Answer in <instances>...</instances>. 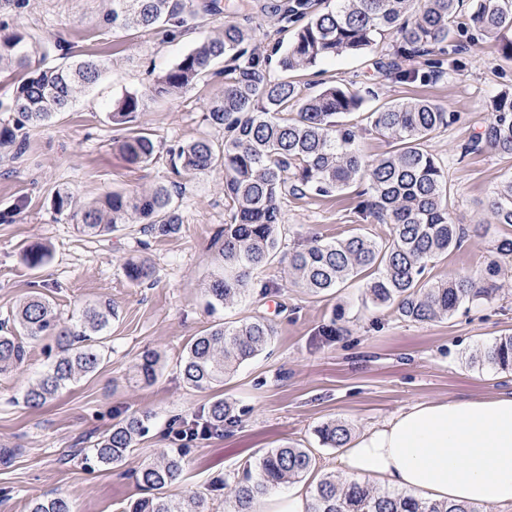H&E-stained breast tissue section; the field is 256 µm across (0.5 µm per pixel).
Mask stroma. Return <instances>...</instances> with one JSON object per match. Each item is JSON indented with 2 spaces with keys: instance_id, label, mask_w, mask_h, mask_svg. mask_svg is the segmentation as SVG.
Wrapping results in <instances>:
<instances>
[{
  "instance_id": "1",
  "label": "stroma",
  "mask_w": 512,
  "mask_h": 512,
  "mask_svg": "<svg viewBox=\"0 0 512 512\" xmlns=\"http://www.w3.org/2000/svg\"><path fill=\"white\" fill-rule=\"evenodd\" d=\"M274 2L219 0V11L183 29L116 32L105 22L112 0H0V34L18 30L45 44L47 65L59 64L65 52L75 59L97 54L107 64L98 84L79 92L67 112L29 128L21 157L0 149V319L35 291L46 295L65 320L100 299L110 300L116 311L102 339L98 372L74 382L44 407L29 408L23 396L53 357L52 339L29 343L24 364L0 373V449L11 451L10 463H0V512H28L30 501L46 493L65 498L72 512H128L143 495L136 481L142 464L177 449L184 469L165 496L177 501L197 493L205 497L209 512H230L226 486L244 469L255 468L268 450L311 449L317 465L308 488L335 473L340 451L320 442L317 430L324 423L345 424L355 438L418 402L512 391V371L472 361L495 339L512 334V261L502 264V289L494 299L428 322L372 306L359 281L324 296L292 283L288 255L311 235L327 241L353 233L387 237L388 225L360 214L352 188L327 197L283 195L275 256L255 272L246 297L209 306L205 285L230 221L224 172L177 178L165 149L201 136L222 142V131L209 126L204 115L224 78L208 74L161 100L148 92L156 76L198 41L221 32L228 16L249 17L256 45L281 56L291 35L279 31L269 11ZM396 42L395 31L389 30L361 54L305 71L304 91L318 93L328 80L351 81L367 94L366 112L382 101L427 98L457 114L456 123L433 135L426 148L447 174L454 221L480 230L428 265L423 281L480 272L494 259L498 239L512 234V227L491 223L487 212L496 188L512 177V159L491 152L465 156L461 146L482 132L495 99L512 94V59L502 56L497 39L482 37L442 76L396 81L374 68L375 61L393 53ZM129 92L145 97L134 126L148 130L162 146L153 162L141 167L123 159L118 141L126 128L109 118L113 104ZM175 183L180 190L173 204L181 226L170 236L145 237L132 220L110 235L87 237L49 203L61 187L85 203L112 191L141 192ZM36 242L46 245L51 257L33 269L21 252ZM135 257L152 264V282L136 286L128 281L124 264ZM255 315L274 326L270 347L223 385L203 392L189 388L179 362L193 338L214 325ZM147 350L160 353L161 367L155 383L138 384L134 366ZM219 398L231 404L233 423L192 441L176 436L177 421H204L210 403ZM131 414L146 418V433L122 463H97L94 445L113 423Z\"/></svg>"
}]
</instances>
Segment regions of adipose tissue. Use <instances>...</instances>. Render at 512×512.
Wrapping results in <instances>:
<instances>
[{
  "label": "adipose tissue",
  "mask_w": 512,
  "mask_h": 512,
  "mask_svg": "<svg viewBox=\"0 0 512 512\" xmlns=\"http://www.w3.org/2000/svg\"><path fill=\"white\" fill-rule=\"evenodd\" d=\"M337 465L430 502L512 507V393L413 404L361 433Z\"/></svg>",
  "instance_id": "1"
}]
</instances>
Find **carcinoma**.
Instances as JSON below:
<instances>
[{"instance_id":"obj_1","label":"carcinoma","mask_w":512,"mask_h":512,"mask_svg":"<svg viewBox=\"0 0 512 512\" xmlns=\"http://www.w3.org/2000/svg\"><path fill=\"white\" fill-rule=\"evenodd\" d=\"M410 0H336L332 9L319 10L313 0H287L278 13L281 29L294 28L288 49L278 61L281 78L271 79L270 58L251 47L249 19L224 21L222 35L197 43L178 62L160 73L151 93L165 97L190 88L224 61V90L212 98L205 120L224 131V141L200 137L167 150L172 168L187 176L224 170V196L231 212L224 225V242L216 254V270L206 284L209 304L224 306L242 299L250 290L253 273L275 254L282 214L279 197L331 196L360 179L369 182V199L359 203L390 225L389 238L378 242L362 234L325 241L312 236L291 255L288 274L294 283L315 296L327 294L355 279L376 306H396L415 322L449 317L465 304L493 299L500 290V261L512 259V237L496 246L497 258L478 274H464L430 288L422 285L427 265L459 247L466 229L454 222L447 177L423 144L457 121L452 112L429 99L384 102L362 112L363 97L345 84H332L315 95L304 93L298 73L340 56L371 47L388 28L398 35L394 60L376 63L378 70L396 79L418 77L403 68L406 61L426 58L430 73H444L450 55L462 52L456 36L472 30L502 40L512 59V0H423L409 13ZM198 16L193 0H112L106 23L112 29L184 28ZM40 47L22 32L0 35V69L27 71L14 89L11 103L0 108L15 114L14 127L0 130V146L22 153L25 138L18 132L44 124L66 111L76 94L96 85L105 64L87 56L53 67L32 66ZM142 108V97L126 94L110 112L112 123H130ZM367 122L391 140L394 149L371 162L356 147L361 122ZM118 148L131 166L147 165L157 155L153 134L133 129ZM494 152L512 159V94L493 104L484 130L463 147L465 154ZM50 204L57 215L76 224L89 237L112 233L130 217L139 219L140 231L161 237L178 230L179 216L170 188L125 194L107 192L76 208L68 189L53 192ZM494 224L512 226V178L503 182L488 203ZM49 249L31 244L23 260L31 268L47 263ZM127 279L137 285L152 280L154 270L145 259L131 258L124 265ZM116 316L112 303L99 302L60 322L43 294L21 301L12 313L13 329L0 324V373L19 368L26 360L25 341L55 340L58 353L47 370L26 391L24 402L41 408L61 389L92 375L103 361L100 340ZM274 328L262 316L235 326L215 325L196 337L183 357V376L193 389L205 391L224 382L244 362L262 354L271 344ZM160 356L145 352L136 376L149 385L157 375ZM472 361L499 370L512 369V336L497 339ZM234 422L233 409L222 399L208 408L204 432ZM145 431L144 419L130 415L112 425L94 449L103 465L119 463L134 438ZM320 442L343 448L349 429L326 423L318 430ZM316 467L308 448L283 446L267 451L257 469H245L230 492L234 512H253L271 490L302 480ZM183 471L178 453L164 452L142 465L137 482L147 495L137 499L132 512H206L205 500L195 494L172 504L163 490ZM29 512H71L64 498L52 493L30 501ZM308 512H478L467 504L428 502L407 493L380 491L366 482L342 481L325 475L310 497Z\"/></svg>"}]
</instances>
